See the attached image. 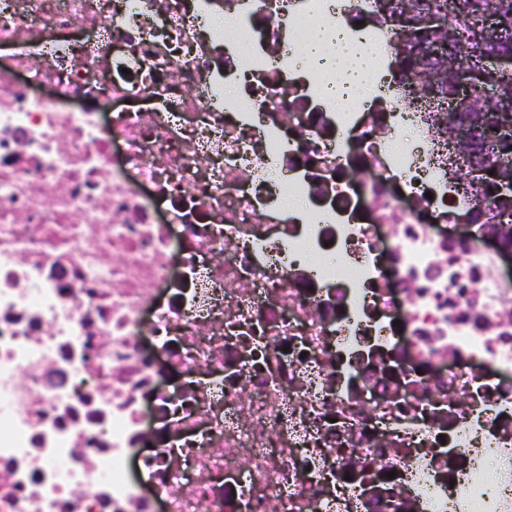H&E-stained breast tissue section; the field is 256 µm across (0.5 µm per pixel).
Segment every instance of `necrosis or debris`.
<instances>
[{"label": "necrosis or debris", "mask_w": 512, "mask_h": 512, "mask_svg": "<svg viewBox=\"0 0 512 512\" xmlns=\"http://www.w3.org/2000/svg\"><path fill=\"white\" fill-rule=\"evenodd\" d=\"M376 5L0 0V512H512L501 222ZM321 42L320 36L316 40L301 43L297 54L300 63L306 66L335 67L336 73L351 85L354 94L362 93L360 74L368 60L375 62V59L357 48L340 45H336L335 50L329 54H324Z\"/></svg>", "instance_id": "obj_1"}]
</instances>
